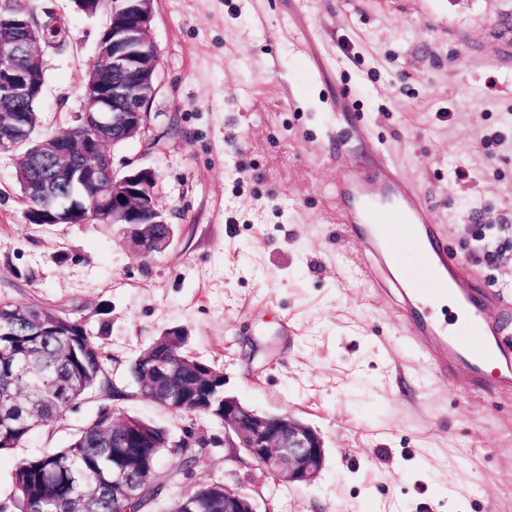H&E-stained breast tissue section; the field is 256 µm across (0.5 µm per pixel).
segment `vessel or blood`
I'll return each mask as SVG.
<instances>
[{
	"label": "vessel or blood",
	"instance_id": "b4317fda",
	"mask_svg": "<svg viewBox=\"0 0 512 512\" xmlns=\"http://www.w3.org/2000/svg\"><path fill=\"white\" fill-rule=\"evenodd\" d=\"M377 177H341L344 237L359 238L365 267L379 285L393 283L415 349L442 378L470 376L477 387L512 388V345L500 338L512 312L489 320L493 295L477 288L469 269L451 253L422 199L394 166Z\"/></svg>",
	"mask_w": 512,
	"mask_h": 512
}]
</instances>
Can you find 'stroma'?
<instances>
[{"label": "stroma", "mask_w": 512, "mask_h": 512, "mask_svg": "<svg viewBox=\"0 0 512 512\" xmlns=\"http://www.w3.org/2000/svg\"><path fill=\"white\" fill-rule=\"evenodd\" d=\"M34 4L39 25L62 30L43 46L39 130L64 133L85 110L107 14ZM507 16L512 0H154L147 126L110 155L116 174L155 170L170 247L148 260L108 224L27 223L18 158L0 156V300L81 322L121 392L90 389L0 454V495L18 458L66 446L106 406L207 440L191 471L163 455L170 499L217 482L258 512H512V398L429 373L392 292L343 237L335 193L341 173L388 161L477 285L496 292L490 317L512 308V57L500 58L492 30ZM173 327L223 372L227 395L321 434L312 484H286L225 447L221 421L140 394L130 365Z\"/></svg>", "instance_id": "35a3bbf8"}]
</instances>
